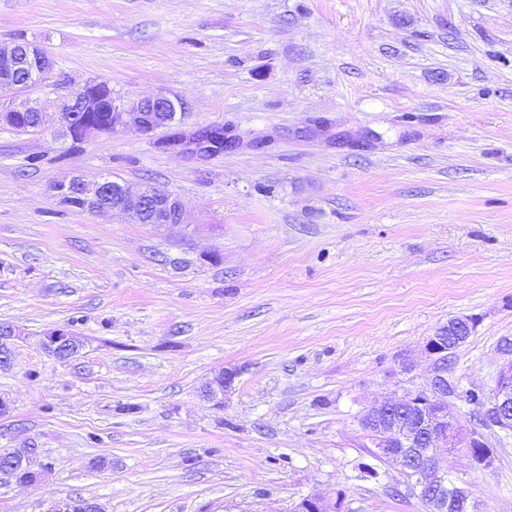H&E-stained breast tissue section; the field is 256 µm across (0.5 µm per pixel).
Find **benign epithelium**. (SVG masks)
I'll use <instances>...</instances> for the list:
<instances>
[{
	"label": "benign epithelium",
	"mask_w": 512,
	"mask_h": 512,
	"mask_svg": "<svg viewBox=\"0 0 512 512\" xmlns=\"http://www.w3.org/2000/svg\"><path fill=\"white\" fill-rule=\"evenodd\" d=\"M54 69L53 60L43 51L17 43L0 45V89L29 88L44 83ZM179 101L166 95L113 100L106 109L101 99L88 88L75 92L63 105L59 122L64 135L83 140L91 134H102L100 124L89 118L91 112H106L109 131H129L148 136L159 129L171 133L161 142L168 151L192 149L201 155L224 151V139H215V127L199 129L191 134L174 129ZM28 116L34 128L46 124V115L24 102L0 110V126L15 125L16 115ZM55 197L64 205L90 213L109 209L128 210L136 224L177 226L183 223V206L172 193L149 185L133 186L124 181L100 176L89 179L75 175L54 185ZM471 328L468 320L455 318L441 327L425 345L426 354L434 361V375L427 385L405 393L399 399L381 398L364 408L361 427L374 438L378 454L390 466L403 474L412 475L406 491L414 497L426 492L429 512H449L453 507L463 512H476L471 492L464 484L454 486L450 496L443 495L448 488V471L438 467L436 454L440 448H478L480 452L468 456L475 467L489 463L491 450L484 434L469 432L454 423L448 415V361L454 351L466 342ZM21 336L12 324L0 325V367L13 364L10 341ZM43 348L61 360H68L77 342L66 328H57L42 338ZM502 353L504 362L489 401L484 405L486 415L492 417V426L503 431L512 430V341L506 340ZM34 448L12 449L0 455V473L14 474L21 468ZM293 512H339V504L314 494L303 498Z\"/></svg>",
	"instance_id": "7a95c632"
}]
</instances>
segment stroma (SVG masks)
Here are the masks:
<instances>
[{"instance_id":"35a3bbf8","label":"stroma","mask_w":512,"mask_h":512,"mask_svg":"<svg viewBox=\"0 0 512 512\" xmlns=\"http://www.w3.org/2000/svg\"><path fill=\"white\" fill-rule=\"evenodd\" d=\"M18 41L54 70L0 91L49 116L0 127V322L22 331L0 449L50 470L0 477V512H291L312 494L426 512L358 416L426 384L427 340L460 317L448 411L481 428L461 394L494 389L512 340V0H0V44ZM90 78L178 99L180 130L233 144L72 143L56 116ZM75 174L173 193L184 222L60 204ZM58 327L77 360L41 348ZM485 436L488 466L442 464L478 512H512V432ZM215 126L199 129L191 134L179 130L171 131L169 137L161 142L168 151L190 149L201 155H209L224 151V135L218 141L214 138ZM20 448L12 449L7 453L0 455V473L1 474H14L17 473L25 461L33 452L32 456L23 463L19 475L13 478L20 486L31 485L41 480L47 472V464L41 460V452L39 448Z\"/></svg>"}]
</instances>
